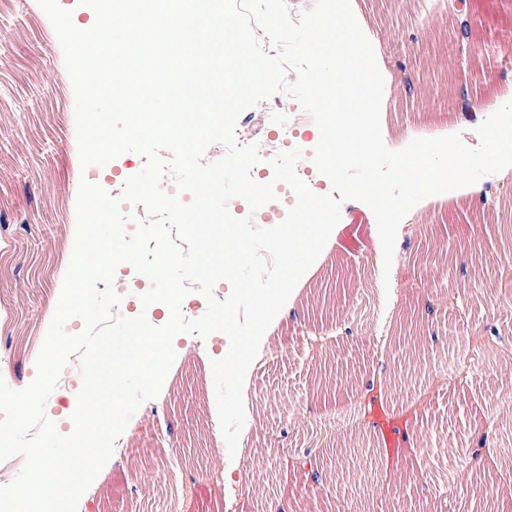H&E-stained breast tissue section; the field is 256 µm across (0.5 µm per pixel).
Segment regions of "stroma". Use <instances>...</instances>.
<instances>
[{"label": "stroma", "instance_id": "stroma-1", "mask_svg": "<svg viewBox=\"0 0 512 512\" xmlns=\"http://www.w3.org/2000/svg\"><path fill=\"white\" fill-rule=\"evenodd\" d=\"M385 78L381 131L388 142L470 133L484 114L465 119L461 93L490 99L512 93V0H467L468 36L457 41L448 0H351ZM47 16L30 0H0V378L15 390L37 374L36 360L58 302L76 232L81 167L75 96ZM296 102L278 94L244 111L236 136L276 140L312 157L319 130L288 127ZM391 268H384L375 217L362 202L341 206L325 254L301 287L297 313L270 319L243 388L246 422L232 481L212 480V448H225L211 359L226 340L211 336L195 354L178 348L159 395L126 429L127 450L112 455L81 497L77 512H440L447 484L452 512H512L504 494L512 473V411L493 401L512 394V179L478 182L426 198L404 218ZM495 337L500 356L475 355V382L435 395L422 409H399L428 446L445 455L424 470L423 449L398 461L384 451L351 461L338 478L284 471L283 449L337 459L369 437L370 427L328 425L359 401L367 382L383 394L401 373L410 390L424 367L449 364L462 336ZM326 337L324 351L307 348ZM496 461L461 469L456 451L473 448L483 415ZM404 479L391 487L393 470Z\"/></svg>", "mask_w": 512, "mask_h": 512}]
</instances>
